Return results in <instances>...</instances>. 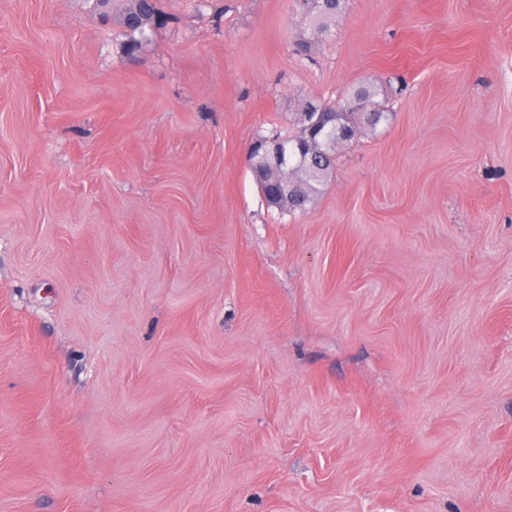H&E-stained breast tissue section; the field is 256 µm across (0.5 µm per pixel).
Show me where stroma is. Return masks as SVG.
I'll return each mask as SVG.
<instances>
[{"label":"stroma","mask_w":512,"mask_h":512,"mask_svg":"<svg viewBox=\"0 0 512 512\" xmlns=\"http://www.w3.org/2000/svg\"><path fill=\"white\" fill-rule=\"evenodd\" d=\"M0 0V512H512V0ZM370 83L303 213L245 153ZM122 24L130 31L129 48L135 49L140 40L134 37L138 33L140 39L146 38V32L153 30L162 23V16L157 7V0H123ZM130 18H136L135 25L129 24ZM306 1H297L310 28V36L299 39L295 44V51L301 57H309L317 42L331 36L336 19L343 13L347 3V0H318L317 6L310 10Z\"/></svg>","instance_id":"35a3bbf8"}]
</instances>
